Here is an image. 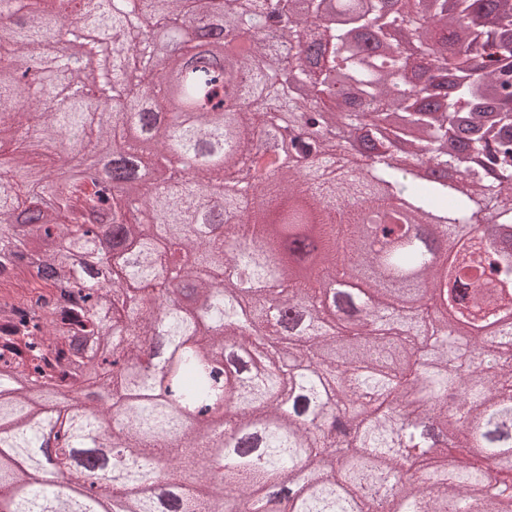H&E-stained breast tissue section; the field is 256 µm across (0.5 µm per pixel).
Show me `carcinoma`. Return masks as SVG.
I'll use <instances>...</instances> for the list:
<instances>
[{
  "label": "carcinoma",
  "instance_id": "carcinoma-1",
  "mask_svg": "<svg viewBox=\"0 0 512 512\" xmlns=\"http://www.w3.org/2000/svg\"><path fill=\"white\" fill-rule=\"evenodd\" d=\"M214 2L88 0L101 41L76 0H0V273L35 258L76 298L50 317L35 305L0 338V512H512V318L452 346L408 309L433 297L445 324L450 311L512 312V238L492 262L466 238L481 211L487 239L512 225V32L485 23L512 19V0H419L414 21L400 0H351L328 22L321 0H225L221 13ZM271 14L284 24L264 37L204 55L183 45L184 75L159 68L144 32L196 23L230 35ZM393 29L421 51L396 52ZM493 49L506 70L470 69ZM243 97L261 111L230 106ZM125 101L126 112L108 107ZM281 112L319 135L303 150L321 157L302 170L256 150ZM341 120L375 155L425 157L444 175L374 163L327 178L325 130ZM65 142L112 156L90 180L64 176ZM242 165L264 196L247 212L236 188L206 191ZM110 180L138 192L111 197ZM393 197L432 237L404 229L368 246L359 208L390 219ZM145 210L155 223H141ZM102 225L125 261L87 288L91 270L67 253L90 252ZM312 252L319 266L300 279ZM356 273L374 293L370 324L336 337V312L356 308L322 294ZM242 277L281 284L280 308L242 306ZM393 320L405 334L378 331ZM99 387L105 407L73 406ZM52 439L138 454L118 479L63 488L42 470Z\"/></svg>",
  "mask_w": 512,
  "mask_h": 512
}]
</instances>
